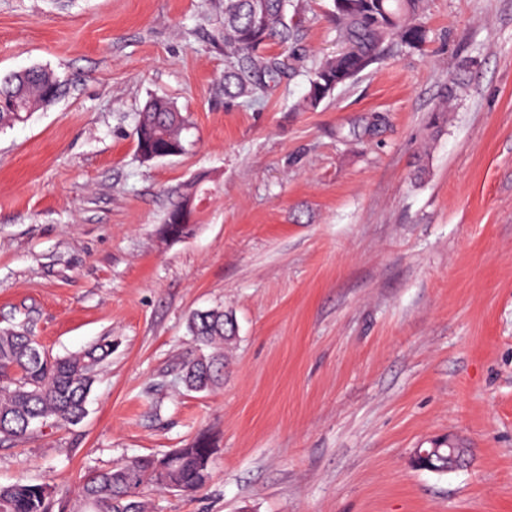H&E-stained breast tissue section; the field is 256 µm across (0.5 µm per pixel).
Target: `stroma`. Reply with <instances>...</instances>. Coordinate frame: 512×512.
<instances>
[{
	"mask_svg": "<svg viewBox=\"0 0 512 512\" xmlns=\"http://www.w3.org/2000/svg\"><path fill=\"white\" fill-rule=\"evenodd\" d=\"M328 7L301 4L307 61L335 49ZM426 16L423 47L299 111L301 76L225 101L220 0H0V75L63 82L0 127V330L29 323L60 357L112 339L83 421L0 445V484L70 500L204 437L210 484L143 487L151 512H512V0ZM154 96L196 144L145 162ZM203 172L192 234L168 239ZM210 308L238 332L223 384L196 392L187 323ZM448 447L455 471L411 464ZM194 191L196 192L194 182L186 185L184 192L181 194V201L168 212L164 221L163 232L169 238L180 239L188 236L192 232L191 208L186 210L185 207L190 203V195ZM176 217H180L181 221L185 224H172L175 223Z\"/></svg>",
	"mask_w": 512,
	"mask_h": 512,
	"instance_id": "obj_1",
	"label": "stroma"
}]
</instances>
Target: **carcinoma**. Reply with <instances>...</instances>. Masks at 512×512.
<instances>
[{"instance_id": "1", "label": "carcinoma", "mask_w": 512, "mask_h": 512, "mask_svg": "<svg viewBox=\"0 0 512 512\" xmlns=\"http://www.w3.org/2000/svg\"><path fill=\"white\" fill-rule=\"evenodd\" d=\"M224 98L257 102L269 82L283 75L306 77L298 107L314 110L373 64L396 49H417L428 38L426 0H331L330 19L339 49L308 68L298 48L300 23L295 0H223ZM293 17H288V11ZM274 41L288 50V59L264 53ZM466 69L448 80L435 112L445 113L465 86ZM61 82L50 70L32 67L0 77V127L27 120L38 107L54 101ZM194 124L165 98L151 99L139 113L136 151L153 161L182 149ZM195 183L186 185L181 201L167 214L163 232L172 239L188 236L192 212L186 209ZM232 315L222 310L196 311L188 328L196 341L213 349L209 356L184 362L183 381L204 391L224 376L219 346L235 336ZM112 355L104 337L89 348L65 357L45 352L28 327L0 330V442L25 437L36 427L76 425L84 417L87 398L100 366ZM215 449L206 442L178 448L167 455L135 457L89 474L82 486V506L72 512H148L139 497L146 484H174L187 492L204 489L213 477ZM52 488L17 481L0 485V512H51Z\"/></svg>"}]
</instances>
